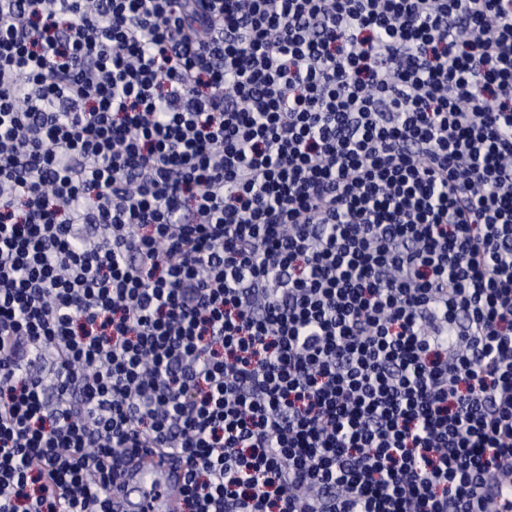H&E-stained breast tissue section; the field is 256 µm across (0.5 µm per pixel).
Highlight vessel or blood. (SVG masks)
<instances>
[{
    "label": "vessel or blood",
    "instance_id": "vessel-or-blood-1",
    "mask_svg": "<svg viewBox=\"0 0 512 512\" xmlns=\"http://www.w3.org/2000/svg\"><path fill=\"white\" fill-rule=\"evenodd\" d=\"M180 476L178 463L165 452L139 459L122 475L119 501L124 512H139L143 501L151 497L160 483L178 481Z\"/></svg>",
    "mask_w": 512,
    "mask_h": 512
}]
</instances>
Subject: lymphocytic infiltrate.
<instances>
[{"instance_id":"lymphocytic-infiltrate-1","label":"lymphocytic infiltrate","mask_w":512,"mask_h":512,"mask_svg":"<svg viewBox=\"0 0 512 512\" xmlns=\"http://www.w3.org/2000/svg\"><path fill=\"white\" fill-rule=\"evenodd\" d=\"M512 512V0H0V512ZM180 476L181 468L174 457L167 453L161 451L144 456L129 470L123 472L118 499L122 504V510H141L143 501L160 483L176 482Z\"/></svg>"}]
</instances>
